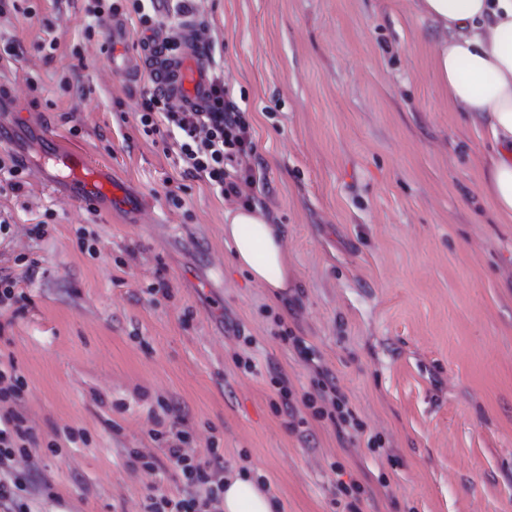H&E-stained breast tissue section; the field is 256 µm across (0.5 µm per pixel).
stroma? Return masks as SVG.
Listing matches in <instances>:
<instances>
[{
	"label": "stroma",
	"instance_id": "stroma-1",
	"mask_svg": "<svg viewBox=\"0 0 512 512\" xmlns=\"http://www.w3.org/2000/svg\"><path fill=\"white\" fill-rule=\"evenodd\" d=\"M15 3L0 16V126L25 136L27 158L22 190L0 174V277L17 283L0 367L26 383L52 484L32 512H143L149 485L175 491L178 474L147 475L128 454L157 447L165 402L200 454L265 478L280 512H345L341 480L363 486L357 512H512V224L486 200L487 135L449 107L439 33L414 0L194 2L255 130L256 195L284 226V309L231 262L230 199L143 135L149 75L113 76L111 33L87 36L84 0ZM43 131L110 164L142 219L44 190L31 160ZM42 221L47 235L30 236ZM279 318L318 351L364 436L276 412L273 371L294 401L314 390ZM250 354L255 369L236 365Z\"/></svg>",
	"mask_w": 512,
	"mask_h": 512
}]
</instances>
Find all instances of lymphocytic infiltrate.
<instances>
[{
	"label": "lymphocytic infiltrate",
	"mask_w": 512,
	"mask_h": 512,
	"mask_svg": "<svg viewBox=\"0 0 512 512\" xmlns=\"http://www.w3.org/2000/svg\"><path fill=\"white\" fill-rule=\"evenodd\" d=\"M137 118L146 137L172 135V147L187 175L205 179L224 197L235 198L242 206L255 205V180L249 164L256 155L253 127L245 111L231 99L220 71L212 73L203 111L181 109L169 95L155 89L144 97ZM278 336L304 356L314 374V391L299 407L291 399L287 376L281 373L272 380L289 426L297 425L299 411L305 408L313 419L330 421L341 438L355 437L363 425L317 351L288 326H281ZM24 388L16 372L0 369V512H31V495L45 485L44 478L36 473L38 464L32 453L35 437L23 411ZM164 412L172 416V423L155 419L150 432L153 439H164L162 452L134 448L130 454L149 472L173 467L183 487L174 495H149L144 512H223L224 464L220 453L214 449L209 460L199 458L190 446L189 431L181 427L179 407L168 404ZM20 458L33 469L32 479L15 473L14 464Z\"/></svg>",
	"instance_id": "1"
}]
</instances>
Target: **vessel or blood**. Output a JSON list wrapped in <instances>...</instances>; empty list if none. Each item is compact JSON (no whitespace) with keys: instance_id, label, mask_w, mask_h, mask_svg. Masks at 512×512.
<instances>
[{"instance_id":"obj_1","label":"vessel or blood","mask_w":512,"mask_h":512,"mask_svg":"<svg viewBox=\"0 0 512 512\" xmlns=\"http://www.w3.org/2000/svg\"><path fill=\"white\" fill-rule=\"evenodd\" d=\"M111 35L110 61L115 76L127 79L134 77L141 68H148L154 74L155 86L170 95L181 108L204 109L210 77L201 42L185 38L180 50L172 53L166 48L168 36L161 29L135 53L129 48L131 29L119 16L112 20ZM41 166L55 172L54 177L43 180L47 189H56L58 183L64 182L71 186L75 200L121 206L126 203L110 165L92 162L85 151L63 147L54 137L45 139Z\"/></svg>"}]
</instances>
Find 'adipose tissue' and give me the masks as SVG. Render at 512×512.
<instances>
[{
	"instance_id": "1",
	"label": "adipose tissue",
	"mask_w": 512,
	"mask_h": 512,
	"mask_svg": "<svg viewBox=\"0 0 512 512\" xmlns=\"http://www.w3.org/2000/svg\"><path fill=\"white\" fill-rule=\"evenodd\" d=\"M440 31L435 74L451 108L483 121L495 151L481 172L483 192L503 224L512 223V0H418ZM224 244L234 265L273 298L288 299V255L280 225L260 209L224 211ZM276 504L245 472L224 480V512H274Z\"/></svg>"
}]
</instances>
